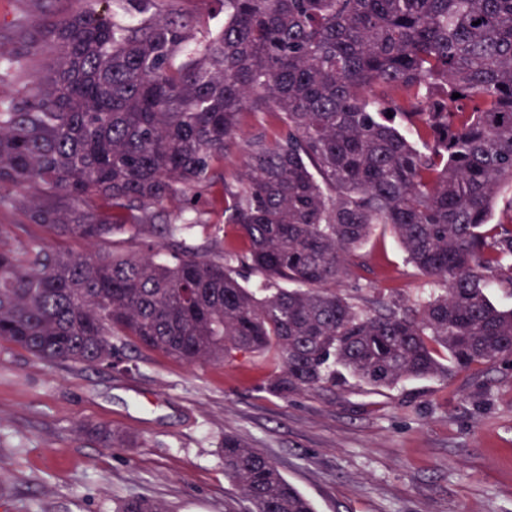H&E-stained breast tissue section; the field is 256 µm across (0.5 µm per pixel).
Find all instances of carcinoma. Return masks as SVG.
Instances as JSON below:
<instances>
[{
  "label": "carcinoma",
  "mask_w": 512,
  "mask_h": 512,
  "mask_svg": "<svg viewBox=\"0 0 512 512\" xmlns=\"http://www.w3.org/2000/svg\"><path fill=\"white\" fill-rule=\"evenodd\" d=\"M98 2L37 32L48 71L0 95V207L21 200L31 224L105 241L206 186L244 246L161 263L0 244L1 340L88 367L129 342L190 364L270 352L280 396L512 357V308L488 297L493 282L512 287V198L492 222L512 186V0H224V26L180 66L183 14L123 26ZM257 113L268 126L245 141L235 185H217L214 164ZM89 197L103 207L83 208ZM379 225L432 279L415 309L336 292ZM91 433L132 445L105 425ZM222 458L247 512H315L239 438L224 437ZM117 512L164 510L131 497Z\"/></svg>",
  "instance_id": "obj_1"
}]
</instances>
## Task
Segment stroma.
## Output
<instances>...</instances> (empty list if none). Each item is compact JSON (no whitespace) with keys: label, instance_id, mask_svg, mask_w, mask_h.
Masks as SVG:
<instances>
[{"label":"stroma","instance_id":"1","mask_svg":"<svg viewBox=\"0 0 512 512\" xmlns=\"http://www.w3.org/2000/svg\"><path fill=\"white\" fill-rule=\"evenodd\" d=\"M82 0H0V52L22 55L0 74V90L18 93L47 62L45 49L22 54L23 35L79 11ZM177 10L196 40L224 23L222 0H150L149 14ZM189 217L197 225L179 244L214 257L206 225L224 207L202 192L189 213L158 210L157 224ZM6 242L90 255L145 252L172 257L154 226L86 244L31 225L23 205L0 209ZM355 283L341 294L357 304L407 308L431 282L406 263L390 233L363 246ZM126 373L71 362L49 364L0 340V512H115L144 496L166 512H242L224 476L221 444L234 435L277 463L315 512H512V361L478 364L446 378L393 388L356 381L280 397L269 380L270 355L237 354L191 365L126 345ZM105 424L130 435L129 448L105 447L88 433Z\"/></svg>","mask_w":512,"mask_h":512}]
</instances>
